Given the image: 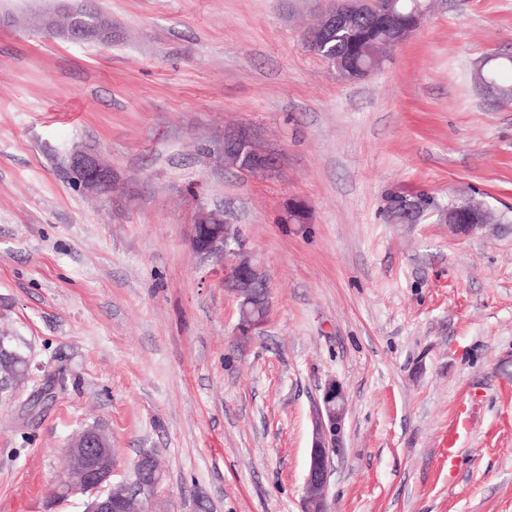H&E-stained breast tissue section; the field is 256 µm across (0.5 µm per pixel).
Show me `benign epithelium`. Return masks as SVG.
I'll use <instances>...</instances> for the list:
<instances>
[{
  "mask_svg": "<svg viewBox=\"0 0 512 512\" xmlns=\"http://www.w3.org/2000/svg\"><path fill=\"white\" fill-rule=\"evenodd\" d=\"M355 11H370L380 22L389 26L386 48L394 50L419 29L430 7L415 10L403 24H394L390 20L385 0H336L332 8L322 13L319 23L309 34L315 49H321L336 30L347 26ZM46 31L52 36L62 35L73 43L97 42L106 45L112 40V32L102 29L71 27L61 30L49 22ZM222 149L224 157L234 162L232 169L253 177L268 174L279 163L278 156L259 147L251 132L245 129L225 134ZM69 168L81 177V187L86 191H99L108 178L107 172L83 152L70 156ZM440 215L463 234L487 223L486 211L476 205L450 206ZM199 220L204 225L191 226L192 250L197 255L216 257L221 261L224 265V286L240 299L239 310H244L248 304L270 309L271 292L268 283L257 277L259 264L243 248L239 239L224 232V225L218 223V210L212 209L202 214ZM28 371L29 363L19 368L12 360V352L4 347L0 349V373L5 372L11 380L18 382L27 377ZM345 416V390L340 382L332 379L323 386L320 400L313 410L312 442L301 512H314L317 503L320 504V512H329L326 491L332 464L343 447ZM151 459V451L145 450L133 465L137 477L114 482L115 456L108 438L101 431L86 429L74 436L65 448L70 486L91 493L84 512H113V508L130 500L138 501L140 507L148 512L158 497L161 484V474L157 468L153 469L151 479L143 478V471Z\"/></svg>",
  "mask_w": 512,
  "mask_h": 512,
  "instance_id": "1",
  "label": "benign epithelium"
}]
</instances>
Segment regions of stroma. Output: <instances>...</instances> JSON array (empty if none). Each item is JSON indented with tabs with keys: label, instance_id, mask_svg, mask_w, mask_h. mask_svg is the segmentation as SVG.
I'll list each match as a JSON object with an SVG mask.
<instances>
[{
	"label": "stroma",
	"instance_id": "1",
	"mask_svg": "<svg viewBox=\"0 0 512 512\" xmlns=\"http://www.w3.org/2000/svg\"><path fill=\"white\" fill-rule=\"evenodd\" d=\"M96 4L106 46L24 25L55 0H0V336L30 362L0 393V512H83L61 455L89 427L115 480L156 452L154 512H300L332 378L347 395L333 512H512V106L471 78L512 50V0H434L358 82L304 44L325 0ZM237 127L275 173L224 168ZM77 150L109 192L72 185ZM422 191L500 221L388 220L389 197ZM292 202L305 223H285ZM200 204L266 273L252 335L219 260L190 247Z\"/></svg>",
	"mask_w": 512,
	"mask_h": 512
}]
</instances>
